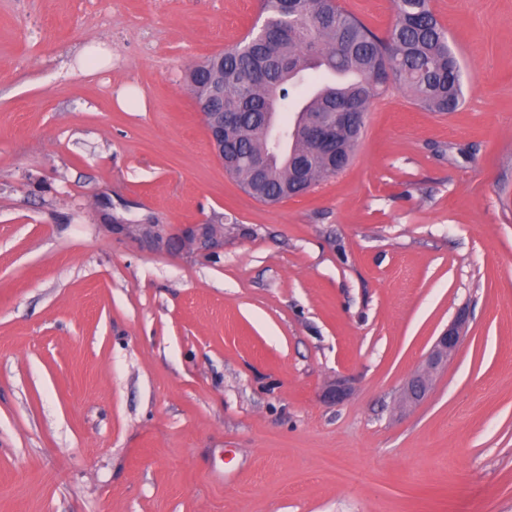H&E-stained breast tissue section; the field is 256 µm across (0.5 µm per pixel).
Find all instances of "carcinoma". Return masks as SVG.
<instances>
[{
    "mask_svg": "<svg viewBox=\"0 0 512 512\" xmlns=\"http://www.w3.org/2000/svg\"><path fill=\"white\" fill-rule=\"evenodd\" d=\"M299 4L290 24V0H264V24L274 39L264 42L255 27L193 75L198 93L223 76L224 111L239 115L224 130V167L265 203L301 195L340 173L311 142L276 136L272 118L280 113L307 124L354 102L364 118L381 95L368 90L369 79L386 69L398 88L432 112H454L463 102L461 62L429 0H398L397 20L384 39L336 0ZM262 152L269 163L258 174L250 157Z\"/></svg>",
    "mask_w": 512,
    "mask_h": 512,
    "instance_id": "carcinoma-1",
    "label": "carcinoma"
}]
</instances>
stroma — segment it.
I'll return each mask as SVG.
<instances>
[{"label": "stroma", "instance_id": "1", "mask_svg": "<svg viewBox=\"0 0 512 512\" xmlns=\"http://www.w3.org/2000/svg\"><path fill=\"white\" fill-rule=\"evenodd\" d=\"M430 6L460 108L390 86L341 173L270 205L188 79L261 0H0V512H512V0ZM99 192L224 248L112 235ZM466 323L465 312H459L455 320L438 336L427 357V368L406 381L402 404L421 402L428 396L432 389V374L454 356L461 343Z\"/></svg>", "mask_w": 512, "mask_h": 512}]
</instances>
